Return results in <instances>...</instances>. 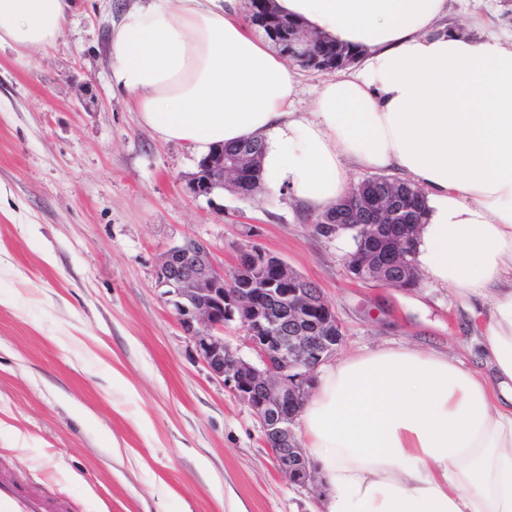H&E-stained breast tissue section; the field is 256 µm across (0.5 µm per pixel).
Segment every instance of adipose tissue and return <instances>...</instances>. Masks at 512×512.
Here are the masks:
<instances>
[{
	"label": "adipose tissue",
	"mask_w": 512,
	"mask_h": 512,
	"mask_svg": "<svg viewBox=\"0 0 512 512\" xmlns=\"http://www.w3.org/2000/svg\"><path fill=\"white\" fill-rule=\"evenodd\" d=\"M362 62L296 104L298 70L239 0H144L108 38L110 81L198 155L251 139L271 190L322 213L356 169L423 191L416 263L480 326L483 366L387 346L320 368L299 414L320 512H512V44L442 32L448 0H274ZM71 0H0V46L46 50Z\"/></svg>",
	"instance_id": "adipose-tissue-1"
}]
</instances>
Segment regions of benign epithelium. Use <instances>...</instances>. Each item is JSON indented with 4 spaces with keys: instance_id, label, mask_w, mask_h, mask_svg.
<instances>
[{
    "instance_id": "7a95c632",
    "label": "benign epithelium",
    "mask_w": 512,
    "mask_h": 512,
    "mask_svg": "<svg viewBox=\"0 0 512 512\" xmlns=\"http://www.w3.org/2000/svg\"><path fill=\"white\" fill-rule=\"evenodd\" d=\"M297 47L293 59L316 71H332L356 62L353 54L333 58L318 52L319 38L297 30L289 35ZM250 150L232 155L218 149L198 162L188 182L189 191L207 196L224 186V179H236L246 168ZM353 204L369 219L364 237L378 236L380 225L393 212L391 197H366L356 190ZM414 225L407 224L394 236L396 245L380 261L368 256L359 264H346L349 276L362 282H376L390 288L398 284L387 278L392 266H410L409 247ZM227 271L214 263L209 250L185 240L171 247L161 258L156 278L165 289L183 332L193 339L210 373L251 409L261 423L264 442L277 463L278 471L296 486L307 487L314 479L303 448L293 430L302 405L310 396L317 369L327 362L342 342V329L333 309L321 292L296 286L277 288L267 280L271 269L279 282L292 283L295 276L288 264L263 249L243 251ZM260 282L265 298L245 284ZM237 321L245 344L256 360H246L224 343V324Z\"/></svg>"
}]
</instances>
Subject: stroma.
Wrapping results in <instances>:
<instances>
[{"label":"stroma","mask_w":512,"mask_h":512,"mask_svg":"<svg viewBox=\"0 0 512 512\" xmlns=\"http://www.w3.org/2000/svg\"><path fill=\"white\" fill-rule=\"evenodd\" d=\"M139 0H75L45 51L0 47V468L71 512H315L322 482L283 478L259 421L210 374L156 282L191 237L234 266L258 247L313 281L337 357L412 345L481 368L447 289L356 282L342 238L289 198L186 190L198 157L112 89L108 34ZM512 43L502 0H451Z\"/></svg>","instance_id":"1"}]
</instances>
